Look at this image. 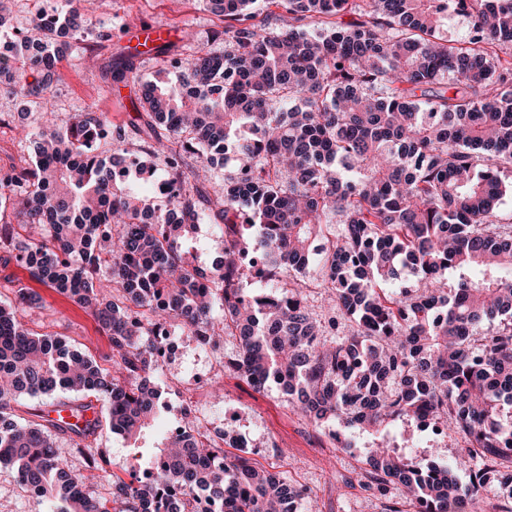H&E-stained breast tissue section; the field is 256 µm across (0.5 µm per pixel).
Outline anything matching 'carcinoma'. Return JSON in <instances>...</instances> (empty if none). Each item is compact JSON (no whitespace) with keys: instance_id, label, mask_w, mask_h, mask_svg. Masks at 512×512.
<instances>
[{"instance_id":"cac0c4a2","label":"carcinoma","mask_w":512,"mask_h":512,"mask_svg":"<svg viewBox=\"0 0 512 512\" xmlns=\"http://www.w3.org/2000/svg\"><path fill=\"white\" fill-rule=\"evenodd\" d=\"M97 2L64 0L59 20L35 12L14 36L0 93L21 100L19 116L44 108L83 35L95 38L89 59L111 41ZM255 3L204 0L224 17L227 49L182 62L195 94L157 77L140 84L130 127L179 186L167 202L116 179L130 139L103 112L38 128L34 160L0 169V249L90 310L112 350L108 370L26 329L18 312L38 307L26 288L0 304V464L54 512L300 507L286 477L216 447L192 412L180 435L164 430L159 334L177 327L219 350L221 330L237 337L225 371L258 390L284 384L288 405L316 426L334 418L374 437L356 476L382 498L397 491L405 508L386 512H452L462 500L482 512L489 494L512 512V488L486 479L506 469L512 483V425L499 419L512 406V225L495 210L500 166L512 164V0H266L288 15L286 30L255 21ZM457 9L469 34L450 40L441 31ZM305 19L315 35L298 28ZM227 143L235 174L209 195L199 185L228 162ZM204 214L224 225L222 259L206 271L182 248ZM401 268L414 292L380 288ZM254 273L272 289L239 288ZM312 274L325 322L299 287ZM59 392L94 398L101 418L78 431L37 409L15 419L20 399ZM421 419L458 434L464 453L436 462L389 447L397 422ZM103 420L134 449L153 429L161 438L135 457L132 479L114 475L95 496ZM75 454L92 472L70 468Z\"/></svg>"}]
</instances>
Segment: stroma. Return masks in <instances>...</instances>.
<instances>
[{
	"mask_svg": "<svg viewBox=\"0 0 512 512\" xmlns=\"http://www.w3.org/2000/svg\"><path fill=\"white\" fill-rule=\"evenodd\" d=\"M96 21L112 33L111 42L100 50L104 58L121 52L122 38L130 27L149 23L176 30L189 28L196 47L217 54L224 51L223 39L216 36L224 28V19L207 11L202 0H112L110 6L98 11ZM189 54L190 48L178 43L160 55L137 60L134 77L125 80L122 90L115 92L81 50H74L59 66L46 107L36 112L30 122L35 127L47 121L62 125L91 108L107 113L113 125L127 126L134 114L140 82L152 78L161 67L167 69L171 81H179L183 70L177 62ZM17 110L15 98L0 94L2 166L20 162L28 152ZM18 288L29 289L40 297L39 307L21 317L28 330L65 338L101 367L111 368L108 338L91 314L32 279L16 260L0 261V302L12 301ZM192 377L199 381V402L212 411L211 421L222 423L228 430L249 431L255 445L254 461L276 467L301 483L314 512H383L382 498L352 479L372 435H364L354 447H346L347 431L338 421L314 426L301 412L288 407L277 387L258 391L223 368H210L208 354L193 344L181 362L163 366L156 376L163 390L167 426L181 424L185 405L179 393ZM214 384L224 388V403L218 407L213 406L209 396ZM0 512H51V508L19 485L11 467L0 465Z\"/></svg>",
	"mask_w": 512,
	"mask_h": 512,
	"instance_id": "1",
	"label": "stroma"
}]
</instances>
